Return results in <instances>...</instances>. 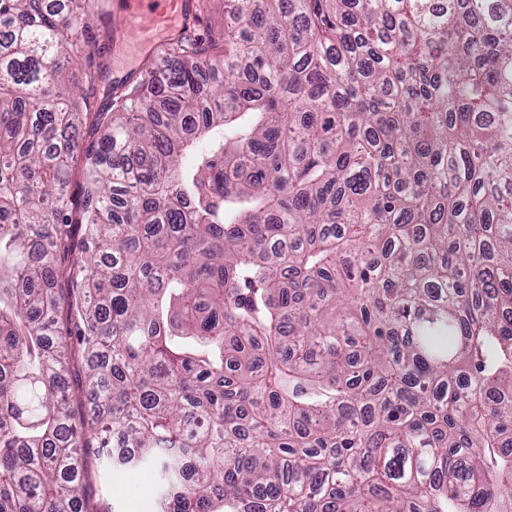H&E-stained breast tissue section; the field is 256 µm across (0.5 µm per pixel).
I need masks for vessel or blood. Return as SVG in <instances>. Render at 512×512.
Masks as SVG:
<instances>
[{
  "mask_svg": "<svg viewBox=\"0 0 512 512\" xmlns=\"http://www.w3.org/2000/svg\"><path fill=\"white\" fill-rule=\"evenodd\" d=\"M192 8V0H121L117 39L132 54L170 43Z\"/></svg>",
  "mask_w": 512,
  "mask_h": 512,
  "instance_id": "1",
  "label": "vessel or blood"
}]
</instances>
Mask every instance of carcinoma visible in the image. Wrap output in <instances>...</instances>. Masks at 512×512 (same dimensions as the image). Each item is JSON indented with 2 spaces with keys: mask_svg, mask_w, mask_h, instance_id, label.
Listing matches in <instances>:
<instances>
[{
  "mask_svg": "<svg viewBox=\"0 0 512 512\" xmlns=\"http://www.w3.org/2000/svg\"><path fill=\"white\" fill-rule=\"evenodd\" d=\"M92 8L0 0V512L86 430L160 512H512V0H224L95 111ZM197 34L203 40L211 38L221 40L224 34V0H204L200 11L197 10ZM70 341L73 342L69 345L70 409L74 414H79L83 411L85 403V388L82 386L85 363L76 340Z\"/></svg>",
  "mask_w": 512,
  "mask_h": 512,
  "instance_id": "obj_1",
  "label": "carcinoma"
}]
</instances>
